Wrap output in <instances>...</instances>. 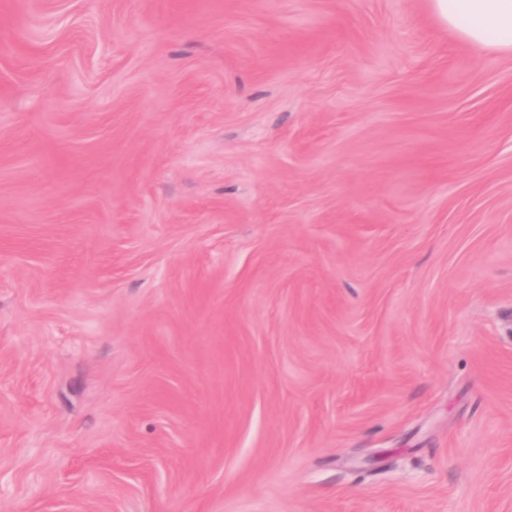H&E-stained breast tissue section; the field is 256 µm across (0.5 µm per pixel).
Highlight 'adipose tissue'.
<instances>
[{
	"label": "adipose tissue",
	"mask_w": 512,
	"mask_h": 512,
	"mask_svg": "<svg viewBox=\"0 0 512 512\" xmlns=\"http://www.w3.org/2000/svg\"><path fill=\"white\" fill-rule=\"evenodd\" d=\"M429 8L463 42L512 53V0H429Z\"/></svg>",
	"instance_id": "ef3b65f1"
}]
</instances>
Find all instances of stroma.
Returning <instances> with one entry per match:
<instances>
[{
	"label": "stroma",
	"mask_w": 512,
	"mask_h": 512,
	"mask_svg": "<svg viewBox=\"0 0 512 512\" xmlns=\"http://www.w3.org/2000/svg\"><path fill=\"white\" fill-rule=\"evenodd\" d=\"M0 512H512V54L0 0Z\"/></svg>",
	"instance_id": "35a3bbf8"
}]
</instances>
